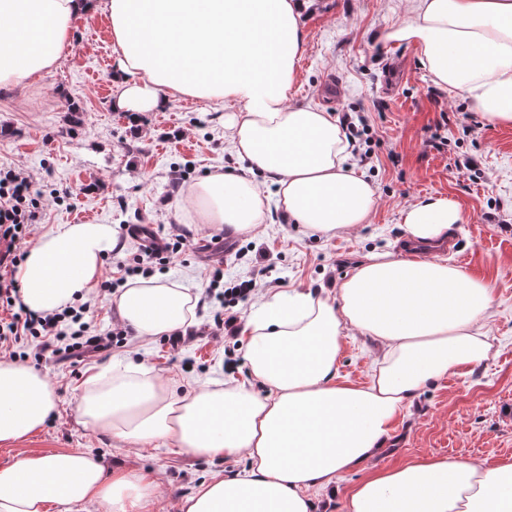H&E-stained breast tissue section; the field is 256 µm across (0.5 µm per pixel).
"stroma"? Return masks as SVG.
<instances>
[{"label": "stroma", "mask_w": 512, "mask_h": 512, "mask_svg": "<svg viewBox=\"0 0 512 512\" xmlns=\"http://www.w3.org/2000/svg\"><path fill=\"white\" fill-rule=\"evenodd\" d=\"M404 11L403 0H315L305 20L295 102L361 113L369 127L370 159L354 170L372 183L377 206L371 223L342 236L310 234L277 213L245 235L188 219L180 207L188 186L216 169L247 174L248 165L224 140L223 113L204 111L195 99L136 118L113 110L116 55L105 15L75 20V47L55 69L0 89V166L24 172L39 191L35 235L59 224L114 225L122 250L105 254L106 281L120 278V264L133 263L139 251L127 226L146 224L162 236L181 225L186 241L160 272L202 299L180 341L134 336L81 361L43 360L38 371L54 386L56 410L25 439L0 444V465L22 452L89 453L107 468L147 473L156 482L152 512H179L201 481L233 475L245 461L122 445L92 433L76 410L84 377L141 362L181 396L229 377L245 381L247 336L215 328L218 305L204 300L210 269L220 265L225 277L253 276L262 286L259 271L269 266L277 289L335 288L372 250L398 251L406 238L401 210L430 194L452 199L466 216L450 230L451 262L495 286L487 330L496 354L419 390L369 468L427 456L489 466L512 460V125H491L467 101L434 86L414 47L378 41ZM378 355L371 338L345 336L340 380L368 383Z\"/></svg>", "instance_id": "obj_1"}]
</instances>
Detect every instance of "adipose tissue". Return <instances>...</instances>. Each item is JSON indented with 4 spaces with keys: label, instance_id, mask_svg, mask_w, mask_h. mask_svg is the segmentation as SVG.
<instances>
[{
    "label": "adipose tissue",
    "instance_id": "adipose-tissue-1",
    "mask_svg": "<svg viewBox=\"0 0 512 512\" xmlns=\"http://www.w3.org/2000/svg\"><path fill=\"white\" fill-rule=\"evenodd\" d=\"M383 43L410 45L430 80L466 98L490 124L512 125V0H408ZM313 0H0V87L59 65L79 17L106 14L118 65L115 108L161 112L178 99L224 115L232 151L278 186L277 206L306 231L336 236L370 223L374 190L356 174L334 113L293 100ZM239 111H231V104ZM197 219L240 234L266 220L268 198L253 179L214 171L192 184ZM400 218L408 238L436 245L464 216L430 196ZM118 244L109 224H59L28 249L16 278L27 309L54 313L97 284ZM117 317L141 338L185 330L195 303L187 288L136 279L114 297ZM493 286L447 257L377 252L335 294H264L250 311L249 383L202 386L176 396L144 365L88 375L82 424L121 444L160 442L249 468L200 484L180 512H313L312 493L368 463L405 405L429 382L487 360L484 330ZM382 347L371 381H338L343 338ZM263 385L257 395L251 382ZM54 388L28 365L0 359V443L40 429ZM151 483L137 471L105 470L88 453L25 454L0 466V512H147ZM346 512H512V461L425 457L370 472L350 487Z\"/></svg>",
    "mask_w": 512,
    "mask_h": 512
}]
</instances>
